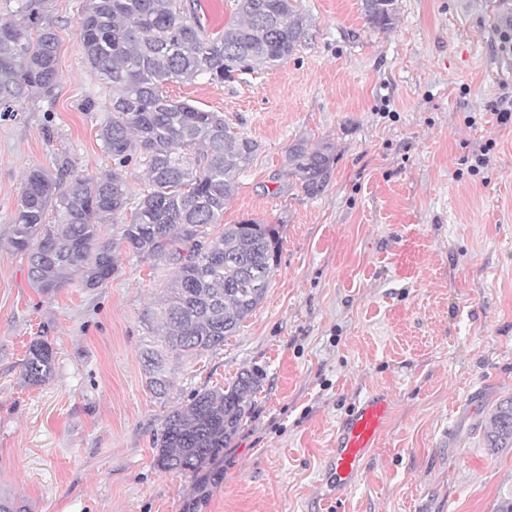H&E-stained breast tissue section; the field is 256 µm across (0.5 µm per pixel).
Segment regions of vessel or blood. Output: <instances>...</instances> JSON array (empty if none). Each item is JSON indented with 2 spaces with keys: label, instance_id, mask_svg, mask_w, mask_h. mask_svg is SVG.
<instances>
[{
  "label": "vessel or blood",
  "instance_id": "vessel-or-blood-1",
  "mask_svg": "<svg viewBox=\"0 0 512 512\" xmlns=\"http://www.w3.org/2000/svg\"><path fill=\"white\" fill-rule=\"evenodd\" d=\"M389 408L387 394H371L358 411L339 426L336 446L330 453V466L342 486L351 485L364 459L375 447L385 428Z\"/></svg>",
  "mask_w": 512,
  "mask_h": 512
}]
</instances>
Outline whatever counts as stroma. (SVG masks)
I'll use <instances>...</instances> for the list:
<instances>
[{
  "instance_id": "35a3bbf8",
  "label": "stroma",
  "mask_w": 512,
  "mask_h": 512,
  "mask_svg": "<svg viewBox=\"0 0 512 512\" xmlns=\"http://www.w3.org/2000/svg\"><path fill=\"white\" fill-rule=\"evenodd\" d=\"M396 4L382 32L361 0H300L308 33L280 66L164 84L258 143L223 221L278 225L282 251L223 346L167 357L159 400L142 353L161 343L167 268L119 245L105 286L45 297L10 244L31 168L112 167L99 139L109 113L82 109L109 92L80 47L87 0H54L59 82L0 112V499L22 512H184L193 479L155 467L154 436L168 410L245 369L261 386L202 512H496L512 493V447L484 443L512 397V123L489 109L512 105V56L492 29L512 0ZM300 138L332 145L313 195L287 186ZM485 147L488 167L464 165ZM40 337L55 372L30 386L21 366ZM378 389L387 425L337 491L336 426Z\"/></svg>"
}]
</instances>
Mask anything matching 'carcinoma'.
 Listing matches in <instances>:
<instances>
[{"label":"carcinoma","mask_w":512,"mask_h":512,"mask_svg":"<svg viewBox=\"0 0 512 512\" xmlns=\"http://www.w3.org/2000/svg\"><path fill=\"white\" fill-rule=\"evenodd\" d=\"M377 2L362 8L364 18L369 28L387 31L395 0ZM50 8L51 0H23L22 21L0 20L1 104L53 93L59 42ZM78 27L89 68L112 88L109 101L89 100L84 111L112 113L100 140L113 167L99 174L30 169L13 216L12 247L27 257L30 284L44 295L74 282L107 284L117 265L104 229L132 199L127 167L143 160L150 189L121 224L119 240L142 260L170 269L161 310L166 348L182 357L216 350L263 301L282 238L276 225L256 220L210 235L258 144L231 130L221 113L173 102L162 88L199 78L222 84L238 71L280 66L305 36L298 0H232V20L214 36L195 0H88ZM330 159L331 144L298 139L288 148V174L317 193ZM55 359L50 342L31 341L23 379L45 384ZM148 374L149 389L165 396L170 382L157 352L148 356ZM261 379L244 370L227 387L196 391L169 410L154 437L155 466L197 477L202 489L224 480L216 462L250 414ZM484 437L490 448L512 446L511 397L492 409Z\"/></svg>","instance_id":"cac0c4a2"}]
</instances>
